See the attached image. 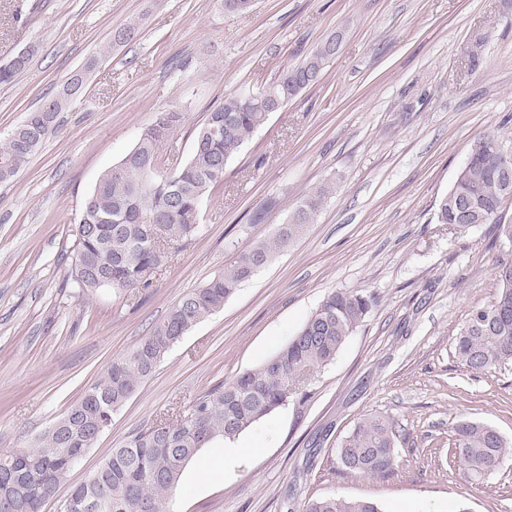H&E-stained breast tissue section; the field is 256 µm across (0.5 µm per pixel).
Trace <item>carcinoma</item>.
<instances>
[{
    "label": "carcinoma",
    "instance_id": "obj_1",
    "mask_svg": "<svg viewBox=\"0 0 512 512\" xmlns=\"http://www.w3.org/2000/svg\"><path fill=\"white\" fill-rule=\"evenodd\" d=\"M137 31L134 24L113 30L103 52L132 41ZM336 51V36L332 35L264 87L265 95L288 104L321 79ZM33 54L34 50L27 49L1 63L0 84L14 82ZM71 103L56 93L27 114L0 146V183L15 177L55 129L59 113ZM268 118L265 103H248L242 94H232L194 129L187 158L171 164L163 156V143L182 124L183 114L159 113L126 155L99 176L82 203L71 229V281L78 295L110 288L119 297L150 285V276L166 260L156 252L152 240L159 237L172 246L204 230L203 199L224 189L227 165ZM497 143L499 138L493 134L475 141L470 163L458 171L451 189L440 200L437 220L466 227L458 215V203L464 200L469 202V222H491L497 239L512 242V224L502 221L500 215L506 198L496 172V157L490 151ZM327 194L325 186L310 189L297 200L287 222L277 225L271 240L240 251L220 274L177 300L162 321L84 390L45 431L37 447L0 453V474L9 469L15 473L11 482L0 479V512H42L53 499L59 512H85L83 505L88 501L95 502L90 512H174L172 494L185 466L201 448L235 439L286 405L293 390L331 363L369 314L371 302L360 293H329L277 354L195 397L186 413L162 418L133 433L83 482L59 496L77 457L95 446L97 431L112 421V415L154 373L172 345L222 309L241 282L315 223ZM494 274L498 282L495 300L471 309L454 342L457 361L475 373L512 365V266L506 267L501 260ZM453 432V456L465 476L483 481L505 456L507 442L496 428L478 421H460ZM397 434L391 418L368 415L343 439L339 459L354 474L384 476L397 465ZM303 512L382 509L372 500L322 496L305 502Z\"/></svg>",
    "mask_w": 512,
    "mask_h": 512
}]
</instances>
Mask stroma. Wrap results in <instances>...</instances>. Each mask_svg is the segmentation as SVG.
Returning a JSON list of instances; mask_svg holds the SVG:
<instances>
[{"label":"stroma","mask_w":512,"mask_h":512,"mask_svg":"<svg viewBox=\"0 0 512 512\" xmlns=\"http://www.w3.org/2000/svg\"><path fill=\"white\" fill-rule=\"evenodd\" d=\"M137 37L100 49L128 23ZM321 80L271 113L202 203L206 230L129 298L79 296L71 229L102 171L157 113L184 122L164 152L186 158L192 131L225 96L267 86L334 33ZM36 52L0 85V143L73 74L81 97L13 180L0 184V452L42 434L134 347L180 297L242 249L267 240L297 198L333 185L315 224L196 324L113 415L67 483L153 421L274 356L334 290L371 310L302 394L184 469L176 512H301L317 496L360 497L384 512H512V455L480 484L453 458L452 427L486 422L512 442V367L473 373L455 337L494 301L512 249L481 224L457 230L436 211L472 143L512 152V0H0V62ZM479 61H471L472 49ZM369 414L400 427L396 470L351 474L338 448Z\"/></svg>","instance_id":"stroma-1"}]
</instances>
